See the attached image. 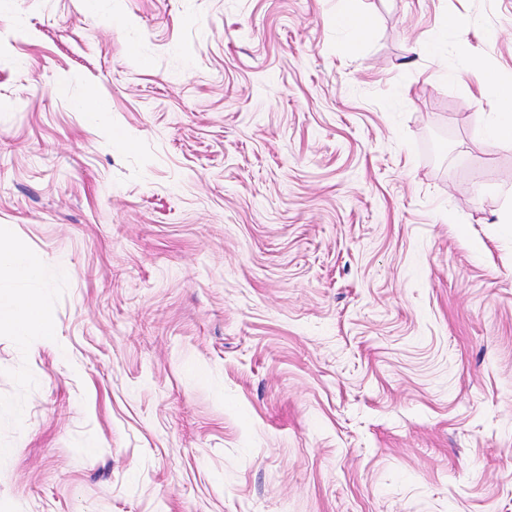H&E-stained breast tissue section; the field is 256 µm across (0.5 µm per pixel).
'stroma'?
<instances>
[{
  "label": "stroma",
  "mask_w": 512,
  "mask_h": 512,
  "mask_svg": "<svg viewBox=\"0 0 512 512\" xmlns=\"http://www.w3.org/2000/svg\"><path fill=\"white\" fill-rule=\"evenodd\" d=\"M352 5L0 0V512H512V0ZM480 85L485 83L490 84L494 90L495 101L498 109L496 112L490 113L489 122L495 125L492 129V135L500 140H512V119H511V105H512V80H497L491 78L489 74H484L479 78ZM509 107V110H506ZM506 112L505 118L498 121L497 114ZM5 324L23 336H46L50 319L45 308L35 298L0 296V325Z\"/></svg>",
  "instance_id": "1"
}]
</instances>
